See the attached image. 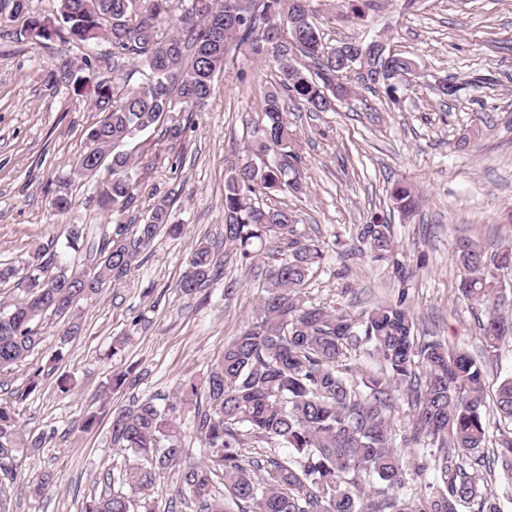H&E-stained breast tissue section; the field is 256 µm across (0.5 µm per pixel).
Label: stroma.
<instances>
[{
    "mask_svg": "<svg viewBox=\"0 0 512 512\" xmlns=\"http://www.w3.org/2000/svg\"><path fill=\"white\" fill-rule=\"evenodd\" d=\"M308 9L327 46L381 39L392 53L413 59L417 74L396 104L357 79L356 97L335 111L289 109L295 167L306 189L276 199L294 212L298 232L324 249L302 297L354 315L406 297L420 334L468 352L496 388L512 374V339L487 350L485 309L459 294L452 254L462 238L492 249L512 245V0H309ZM22 24L12 0H0V263L21 265L48 237L58 239L59 260L67 263L74 256L65 245L68 225L112 221L89 204L94 184L86 179L69 187L77 202L72 213L49 205L102 114L89 99L45 79L48 67L80 59L84 49L17 40ZM277 73L274 57L233 52L208 105L179 113L188 127L181 140L153 128L125 144L140 171V201L124 222L141 223L163 198L184 233L158 234L125 282L81 303L82 330L67 345L59 343L66 319L46 315L39 346L0 374V399L14 403L20 430L47 437L43 447L17 454L19 476L7 491L12 512H80L127 459L112 445V411L135 395H171L202 375L254 316L259 282L224 246V183L244 161L255 126L265 122L264 95ZM445 81L456 87L447 98L437 92ZM363 97L373 111H362ZM398 183L420 197L411 216L392 201ZM373 222L390 224L393 259L362 254L358 230ZM203 240L223 260L224 275L188 298L176 284ZM231 281L237 287L229 294ZM122 335L126 343L111 355L113 338ZM128 368L139 383L110 390L113 372ZM65 372L74 379L66 395L57 387ZM91 411L96 425L80 430ZM45 471L59 480L45 497H32L30 486Z\"/></svg>",
    "mask_w": 512,
    "mask_h": 512,
    "instance_id": "stroma-1",
    "label": "stroma"
}]
</instances>
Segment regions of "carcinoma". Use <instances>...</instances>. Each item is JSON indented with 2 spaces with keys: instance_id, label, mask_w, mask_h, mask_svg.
<instances>
[{
  "instance_id": "cac0c4a2",
  "label": "carcinoma",
  "mask_w": 512,
  "mask_h": 512,
  "mask_svg": "<svg viewBox=\"0 0 512 512\" xmlns=\"http://www.w3.org/2000/svg\"><path fill=\"white\" fill-rule=\"evenodd\" d=\"M170 2L59 0L56 15H29L17 33L21 40L59 39L86 48L99 40L112 44V55L87 54L80 65L63 60L53 64L48 77L90 96L104 113L87 133L97 145L96 155L80 154L73 174L88 178L97 164L112 170L108 181L95 185L90 201L115 219L104 233L85 224L68 225L67 247L81 258L99 247L101 237L109 238L89 272L81 260L57 263L53 237L35 245L23 268L0 265V284L18 277L23 288L11 309L0 311V372L20 365L41 343L47 313L72 316L79 302L121 283L158 233L182 234L183 225L170 221L164 199L152 205L135 232L120 221L138 201L139 182L131 157L119 147L171 112L204 109L230 45L279 62L276 86L264 96L266 122L246 145L248 160L224 184V243L247 269L270 259L261 269L263 294L255 316L202 377L181 384L164 403L155 396H134L112 413V442L128 452V463L118 481L106 475V489L84 501L81 512H156L154 486L171 472L180 502L190 501L200 512H460L462 506L501 512L497 490L479 486L466 469L488 438L481 366L439 339H419L402 298L358 317L305 305L300 291L320 267L321 246L297 233L288 209L253 202L303 189L298 179L288 178L294 141L290 107L336 111V101L354 97L349 74L364 65L362 78L396 101L401 79L415 62L392 54L388 64H378L370 43L361 40L342 43L358 56L353 65L336 62L317 28L297 23L307 0H189L175 31L166 36L161 28L170 17ZM290 46L314 63V75L288 60ZM118 59L141 67L145 79L137 85L125 82L117 92L97 80V69H108ZM253 156L260 164L253 165ZM392 199L404 216L418 206L403 184L393 187ZM358 238L377 259L394 252L387 224H363ZM454 261L461 269L459 293L487 307L482 335L494 349L512 337V316L498 309L512 295L506 288L512 280V246L490 253L462 239ZM223 273L215 248L202 242L188 257L177 288L193 296ZM353 352L372 358L378 368L354 378L345 364ZM401 397L410 406L404 441L424 459L412 473L391 442ZM202 398L208 408H195L189 425L203 459L190 463L176 409ZM494 406L512 425V374L499 381ZM15 415L13 404L0 403V487L17 479V449L40 448L46 441L42 434L17 432ZM249 440L291 448L300 459L268 456L245 462L240 449ZM492 462L512 475V429L492 449ZM430 464L440 472V482L408 494L410 480ZM218 483L224 486L221 492Z\"/></svg>"
}]
</instances>
